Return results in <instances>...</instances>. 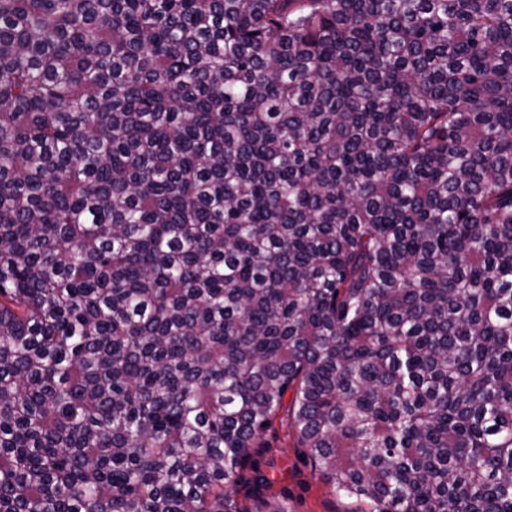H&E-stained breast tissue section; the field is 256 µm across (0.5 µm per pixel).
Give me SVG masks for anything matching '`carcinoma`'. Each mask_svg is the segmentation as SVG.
<instances>
[{"instance_id":"cac0c4a2","label":"carcinoma","mask_w":512,"mask_h":512,"mask_svg":"<svg viewBox=\"0 0 512 512\" xmlns=\"http://www.w3.org/2000/svg\"><path fill=\"white\" fill-rule=\"evenodd\" d=\"M289 392L347 512H512V0H0V512H290ZM287 416L283 408L274 423L275 435L270 433L266 441L270 448H255L250 464L244 471L246 479H252L255 471L274 477L270 488L244 483L238 487L237 497L263 492L274 494L288 502L290 512H344L347 501L339 498L330 486L314 470L304 448H297L288 434Z\"/></svg>"}]
</instances>
